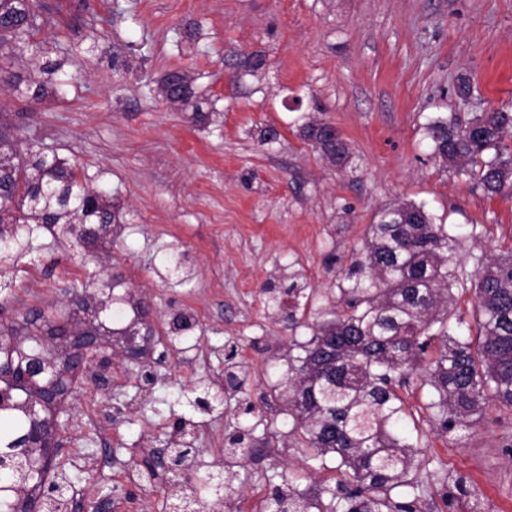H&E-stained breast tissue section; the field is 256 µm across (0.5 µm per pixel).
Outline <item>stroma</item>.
Segmentation results:
<instances>
[{
  "mask_svg": "<svg viewBox=\"0 0 512 512\" xmlns=\"http://www.w3.org/2000/svg\"><path fill=\"white\" fill-rule=\"evenodd\" d=\"M39 2L50 22L36 39L66 56L65 92L31 103L1 83L0 117L80 165L87 184L112 193L127 224L99 265L80 266L71 249L36 241L12 297L0 295V317L31 306L63 310L64 283L102 269L146 296L155 321L190 309L208 352L201 365L168 337H152L162 361L144 398L136 375L123 372L122 346L104 341L112 381L104 388L87 374L72 391L66 406L77 421L62 439L82 455L56 472L88 471L73 486L84 503L104 495L169 512L162 457L176 421H210L214 436L199 453L209 463L248 403L256 436L272 443L231 471L229 492L243 512L286 479L310 492L331 483L335 471L309 459L276 396L272 354L309 331L272 322L262 287L277 269L299 270L314 290L300 312L312 317L336 286L339 259L398 201L424 205L435 223L457 230L465 270L512 244V197H487L435 161L425 129L435 116L512 112V0ZM251 53L264 55L266 67L233 83ZM178 68L196 77L203 100L216 101L218 124L193 123L164 100L161 79ZM317 108L348 144L345 167L297 134L301 115ZM268 125L281 131L278 142L262 141ZM174 243L187 252L181 284L165 280L159 263ZM228 341L252 376L206 416L188 400L197 379L223 371ZM510 439L512 414L492 408L473 429L427 433L423 446L467 476L484 512H512ZM127 469L145 473L143 484L124 481Z\"/></svg>",
  "mask_w": 512,
  "mask_h": 512,
  "instance_id": "35a3bbf8",
  "label": "stroma"
}]
</instances>
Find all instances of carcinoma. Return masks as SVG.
<instances>
[{"label": "carcinoma", "mask_w": 512, "mask_h": 512, "mask_svg": "<svg viewBox=\"0 0 512 512\" xmlns=\"http://www.w3.org/2000/svg\"><path fill=\"white\" fill-rule=\"evenodd\" d=\"M50 22L37 0H0V61L28 53L34 67L21 96L38 103L56 95L60 83L45 79L63 67L35 41ZM266 65L247 54L240 72L254 76ZM167 102L191 111L204 123L216 115L200 111L195 79L183 69L168 71L161 81ZM299 136L332 164L349 159L341 134L332 124L301 116ZM512 112H479L453 124L443 117L427 125L432 154L457 173L474 180L490 197L512 195ZM125 218L110 194L88 186L76 164L43 144L26 139L23 127L0 118V291L14 286L19 261L47 233L51 244H65L81 261L111 253ZM456 236L433 223L421 204L394 203L369 225L362 247L340 271L336 305L322 308L304 341L288 343L277 398L292 419L310 457L336 462V485L311 494L282 484L261 501L260 512H457L460 500L473 495L461 476L448 479V468L418 460L421 435L409 424L401 392L416 386L426 394L424 410L442 434L467 430L487 407L512 411V249L478 258L473 273L454 261ZM185 254L167 251L169 274L184 271ZM301 273L288 274V288L266 289L270 317L279 314L283 296H304ZM70 287L91 303L71 304L59 316L29 307L18 318L0 320V512H61L65 486L47 482L39 455L29 447L32 414L50 422L56 408L39 403L45 378L32 365L51 361L69 374L87 368L92 357L73 340L80 329L117 341L155 335L150 304L121 274L101 272L89 284ZM472 289V318L457 306L455 292ZM171 343L194 329L187 311L170 314ZM224 385L240 388L242 364L237 349L224 353ZM196 405L210 413L221 391L207 378L197 381ZM255 427L239 424L224 437L225 464L245 459L259 442ZM196 443L171 450L172 469L196 456ZM210 507L194 496L179 495L174 512H201Z\"/></svg>", "instance_id": "carcinoma-1"}]
</instances>
